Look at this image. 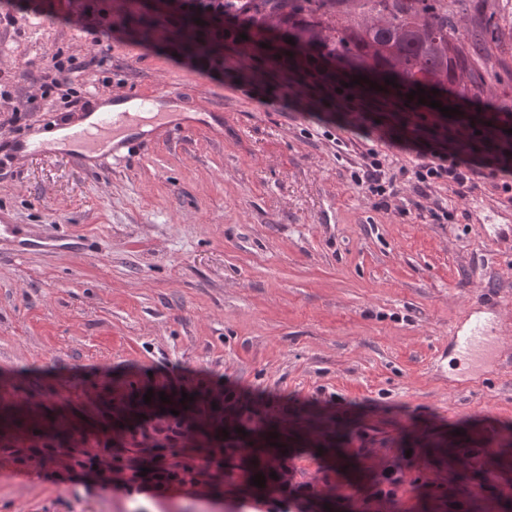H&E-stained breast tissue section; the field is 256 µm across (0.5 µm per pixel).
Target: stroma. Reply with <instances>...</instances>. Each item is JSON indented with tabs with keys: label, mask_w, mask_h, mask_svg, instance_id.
Instances as JSON below:
<instances>
[{
	"label": "stroma",
	"mask_w": 512,
	"mask_h": 512,
	"mask_svg": "<svg viewBox=\"0 0 512 512\" xmlns=\"http://www.w3.org/2000/svg\"><path fill=\"white\" fill-rule=\"evenodd\" d=\"M98 24L67 22L73 0H0V83L33 97L23 134L63 128L57 97L34 76L51 54L90 58L109 0H84ZM102 70L74 75L99 100L177 90L173 122L198 130L135 147L81 170L68 151L0 164V215L45 248L17 256L0 242V410L67 419L92 448L112 426L134 444L147 391H193L194 416L287 448L288 499L314 500L327 470L383 458L402 482L333 512H512V363H458L450 331L480 318L512 334L492 307L512 302V204L500 170L512 154L497 117L512 113V0H448L488 111L449 117L401 95L350 88L320 63L289 71L264 52L241 57L232 33L189 28L185 14L135 0ZM211 52L199 54L198 41ZM486 159L488 179L460 198L437 189L445 214H419L409 177L389 208L351 173L375 148L394 167L417 146ZM0 512H204L196 489L138 480L115 492L95 472L23 465L0 452Z\"/></svg>",
	"instance_id": "stroma-1"
}]
</instances>
